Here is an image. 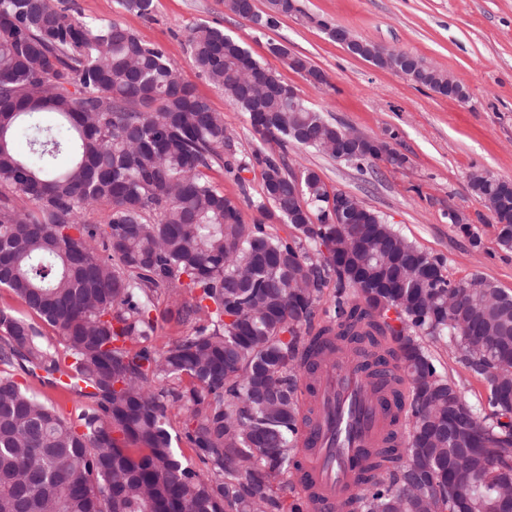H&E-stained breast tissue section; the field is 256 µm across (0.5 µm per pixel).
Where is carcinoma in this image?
Wrapping results in <instances>:
<instances>
[{"label":"carcinoma","instance_id":"cac0c4a2","mask_svg":"<svg viewBox=\"0 0 512 512\" xmlns=\"http://www.w3.org/2000/svg\"><path fill=\"white\" fill-rule=\"evenodd\" d=\"M290 2L224 8L269 28ZM117 3L154 11V0ZM362 43L358 57L448 96L447 72L421 58L407 71L405 53L383 60ZM187 47L260 139L343 159L340 128L306 100L294 109L289 86L236 39L198 25ZM270 52L303 76L314 70L281 44ZM48 113L57 125L42 126ZM24 129L39 133L26 154L15 147ZM227 136L167 52L120 21L76 15L63 0H0V288L30 312L0 307V512H304L293 476L311 418L300 396L314 393L318 367L346 357L362 362L370 393L405 389L408 401L405 442L372 454L351 512H459L463 502L464 512H512L500 504L512 480V401L497 394L512 384V295L479 275L451 281L373 210L336 223L330 197L341 190L271 154H255L262 219L244 223L207 178L231 168ZM64 151L72 160L59 170ZM380 157L363 140L348 162L364 171ZM471 184L511 251L503 182L477 173ZM93 206L96 225L83 221ZM273 218L294 234L267 232ZM332 278L333 304L316 323ZM161 299L165 321L190 331L158 341ZM440 345L486 382L490 412L442 366ZM17 368L71 371L85 399L77 417L35 397ZM455 408L477 421L488 459L466 458L448 435ZM182 437L204 469L176 451Z\"/></svg>","mask_w":512,"mask_h":512}]
</instances>
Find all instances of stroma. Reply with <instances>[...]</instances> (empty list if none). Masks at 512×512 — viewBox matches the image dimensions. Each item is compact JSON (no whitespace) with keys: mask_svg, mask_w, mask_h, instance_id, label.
I'll list each match as a JSON object with an SVG mask.
<instances>
[{"mask_svg":"<svg viewBox=\"0 0 512 512\" xmlns=\"http://www.w3.org/2000/svg\"><path fill=\"white\" fill-rule=\"evenodd\" d=\"M71 3L85 17L120 20L143 42L162 46L183 79L223 113L236 159L247 169L237 177L216 166L208 176L238 204L245 223L260 218L254 203L262 193V167L253 152L263 147L284 157L292 171H317L328 190L357 196L441 259L452 281L478 274L512 294V252L498 246V226L471 185L473 174L484 171L512 180V0H297L301 15L279 17L276 26L262 30L226 11L221 0H154L148 19L124 12L116 0ZM199 24L223 29L329 122L386 141L404 164L380 159L375 172H361L292 143L262 144L246 114L190 62L185 44ZM329 24L447 71L464 87L466 99L439 96L351 54L329 38ZM272 42L308 57L328 85L313 87L269 52ZM452 212L462 215L471 233L451 223ZM474 233L481 240L477 248L470 239ZM15 377L66 417L82 406V398L53 386L42 370H19Z\"/></svg>","mask_w":512,"mask_h":512,"instance_id":"stroma-1","label":"stroma"}]
</instances>
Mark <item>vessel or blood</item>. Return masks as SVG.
Segmentation results:
<instances>
[{
	"mask_svg": "<svg viewBox=\"0 0 512 512\" xmlns=\"http://www.w3.org/2000/svg\"><path fill=\"white\" fill-rule=\"evenodd\" d=\"M315 387L319 421L301 431L308 453L298 484L309 512H334L351 502L368 452L400 410L391 394L368 395L365 373L354 360L323 365Z\"/></svg>",
	"mask_w": 512,
	"mask_h": 512,
	"instance_id": "b4317fda",
	"label": "vessel or blood"
}]
</instances>
